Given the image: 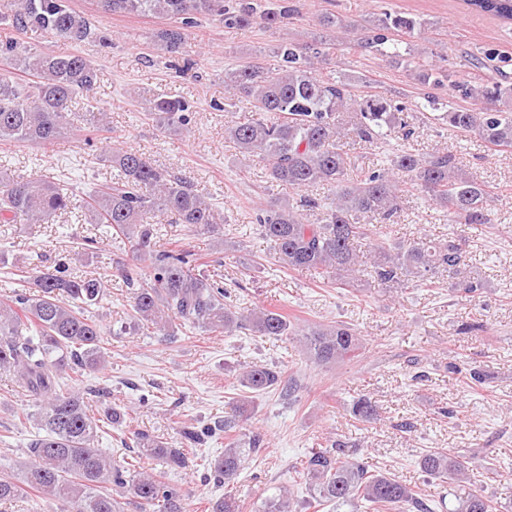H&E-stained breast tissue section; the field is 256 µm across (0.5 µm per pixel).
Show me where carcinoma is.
Instances as JSON below:
<instances>
[{
	"label": "carcinoma",
	"instance_id": "cac0c4a2",
	"mask_svg": "<svg viewBox=\"0 0 512 512\" xmlns=\"http://www.w3.org/2000/svg\"><path fill=\"white\" fill-rule=\"evenodd\" d=\"M298 0H98L102 12L164 16L173 24L149 35L160 54L175 57L199 26L210 18L226 29L261 26L277 30L299 14ZM467 9L512 24V0H464ZM323 29L362 30L358 46L393 60L415 63L410 43L392 33L411 35L420 22L387 13L370 28L345 21L333 12L319 17ZM0 25L17 32L40 29L74 46L89 42L109 45L89 18L75 13L68 0H7L0 5ZM15 39L0 42V58L26 74L21 86L0 78V141L50 144L68 134L74 121L85 141L104 140L110 132L105 113L94 107L77 116L72 103L97 83V69L79 52L45 53L19 50ZM275 63L245 62L224 69V84L251 105L252 118L224 128L239 152L262 163L271 180L297 191L328 188L331 195H305L300 201L270 199L260 205L256 222L278 262L293 270H311L350 288L356 274L370 277L390 292L434 288L443 279L469 298L483 293L486 279L469 269L461 235L435 242L426 235L394 249L376 241L365 251L358 243L375 235L372 221L388 224L398 213L404 193L419 191L450 211L459 224H489L495 191L465 172L451 153L420 156L407 150L393 153L389 166L373 168L360 179L346 178L344 146L373 145L398 127L413 135L403 107L382 95L358 96L346 75L325 78L316 64L326 56V43L282 42L274 47ZM468 62L495 77L461 86L470 107L448 109L433 95L419 109L460 133H477L495 147L512 148V82L507 69L512 56L486 48ZM190 105L181 96L157 94L146 100L144 116L164 135L189 132ZM96 160L112 168V180L99 185L80 203L44 175L14 177L0 168V224H47L64 212L77 210L93 224H105L127 240L132 259L112 260L118 277L131 290L133 331L153 329L174 337L180 323L204 332L238 336L242 333L299 342L303 354L317 366L351 360L366 349L354 328L338 322L300 328L281 311L240 307L224 302L227 291L203 271L195 254L176 245L157 248L160 237L154 218L167 217L191 231L217 233L213 205L195 189L194 178L156 166L132 147H111ZM320 209L319 223L307 212ZM148 264L149 274L141 264ZM18 293L0 302V376L9 377L31 397L34 412L22 414L37 426L28 446V461L16 474H0V506L32 496L44 500L45 512H120L112 494L116 487L137 500L140 512H187L181 494L164 475L189 467L186 447L198 445L212 429L185 426L178 448L146 430L131 431L139 457L157 461L161 471L131 470L99 447L105 429L119 425L125 414L92 399L94 390H75L64 382L72 372L100 369L106 362L102 328L91 307L107 296L97 278L74 275L63 264L17 268ZM241 387L261 395L280 389L286 403L296 401L299 380L266 366H251L237 375ZM348 413L372 424L381 420L378 407L367 397L354 400ZM251 418L249 403L241 400L224 419L229 431ZM263 439L255 432L248 447L234 440L213 464L218 481H235L248 458L260 451ZM338 438L309 452L299 465L307 479L308 506L326 512H494L496 506L482 491L465 485L470 459L444 450H428L418 465L428 477L448 485L438 499L423 497L414 488L383 472L369 469L363 449L345 451ZM252 512H297L289 489L253 503Z\"/></svg>",
	"mask_w": 512,
	"mask_h": 512
}]
</instances>
